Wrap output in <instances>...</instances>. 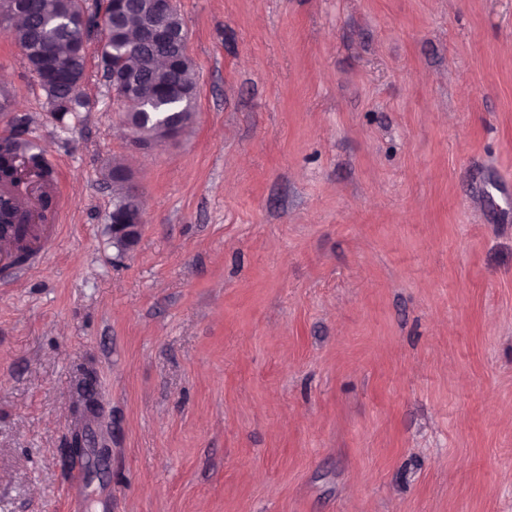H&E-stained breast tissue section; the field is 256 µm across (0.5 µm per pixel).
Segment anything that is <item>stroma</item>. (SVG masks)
Instances as JSON below:
<instances>
[{"mask_svg":"<svg viewBox=\"0 0 512 512\" xmlns=\"http://www.w3.org/2000/svg\"><path fill=\"white\" fill-rule=\"evenodd\" d=\"M176 6L195 115L161 146L103 34L61 124L0 33V137L64 209L0 283V512H70L79 468L85 512H512V0ZM20 166L42 177L45 183L52 173L37 145L20 138L18 134L7 136L0 146L1 183H7L14 175L20 174ZM109 224L112 226L113 242L124 250H131L137 243L139 229L143 224L141 208L139 207L138 213L132 220L113 211L109 217Z\"/></svg>","mask_w":512,"mask_h":512,"instance_id":"1","label":"stroma"}]
</instances>
